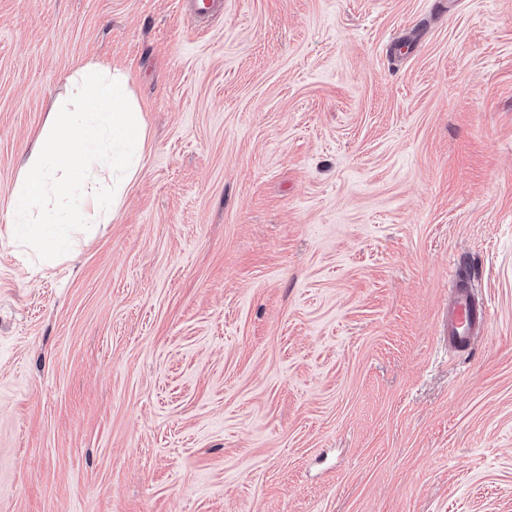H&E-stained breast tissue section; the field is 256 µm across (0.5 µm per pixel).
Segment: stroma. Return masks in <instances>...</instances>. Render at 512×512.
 Returning <instances> with one entry per match:
<instances>
[{"instance_id": "obj_1", "label": "stroma", "mask_w": 512, "mask_h": 512, "mask_svg": "<svg viewBox=\"0 0 512 512\" xmlns=\"http://www.w3.org/2000/svg\"><path fill=\"white\" fill-rule=\"evenodd\" d=\"M191 2L0 0V512H512V0ZM96 64L146 148L46 262L11 195ZM448 319L444 336L448 344L460 350L472 347L476 336L487 322V308L474 297L470 287L462 281H451Z\"/></svg>"}]
</instances>
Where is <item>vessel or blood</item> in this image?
<instances>
[{
  "label": "vessel or blood",
  "instance_id": "vessel-or-blood-1",
  "mask_svg": "<svg viewBox=\"0 0 512 512\" xmlns=\"http://www.w3.org/2000/svg\"><path fill=\"white\" fill-rule=\"evenodd\" d=\"M486 322V306L475 299L467 284L452 281L445 330L449 345L460 350L471 348Z\"/></svg>",
  "mask_w": 512,
  "mask_h": 512
}]
</instances>
